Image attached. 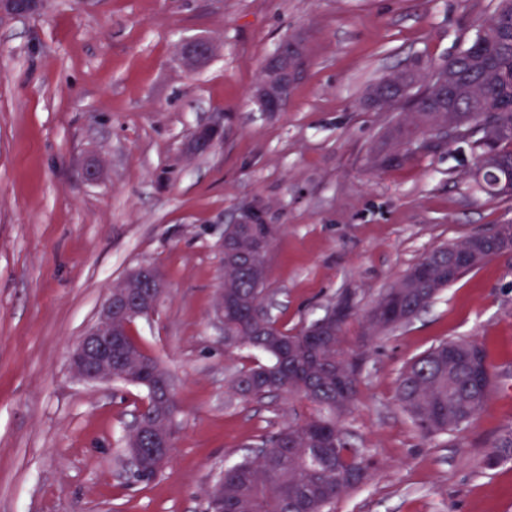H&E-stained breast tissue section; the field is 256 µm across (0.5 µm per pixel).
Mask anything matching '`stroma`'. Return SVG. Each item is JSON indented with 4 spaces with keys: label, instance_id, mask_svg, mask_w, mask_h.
<instances>
[{
    "label": "stroma",
    "instance_id": "obj_1",
    "mask_svg": "<svg viewBox=\"0 0 512 512\" xmlns=\"http://www.w3.org/2000/svg\"><path fill=\"white\" fill-rule=\"evenodd\" d=\"M495 0H58L0 17V512H204V491L261 437L313 408L286 394L230 393L251 361L227 356L213 316L224 226L264 202L282 231L267 295L294 332L355 294L344 346L361 362L357 400L340 418L373 455L369 483L334 512H512V461L486 470V445L512 429V253L449 286L408 325L362 350L378 295L435 247L512 224V197L468 184L469 144L374 169L387 128L407 113L369 111L383 75L467 46ZM305 38L306 77L283 112L252 91L278 43ZM219 46L204 67L179 48ZM221 120L214 149L182 154ZM106 167L92 183L84 167ZM151 264L167 292L135 334L174 383L170 461L130 482L118 455L143 388L88 386L72 348L108 291ZM483 343L495 387L478 418L422 439L396 399L412 358L452 339Z\"/></svg>",
    "mask_w": 512,
    "mask_h": 512
}]
</instances>
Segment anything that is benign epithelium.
<instances>
[{
  "instance_id": "obj_1",
  "label": "benign epithelium",
  "mask_w": 512,
  "mask_h": 512,
  "mask_svg": "<svg viewBox=\"0 0 512 512\" xmlns=\"http://www.w3.org/2000/svg\"><path fill=\"white\" fill-rule=\"evenodd\" d=\"M48 0H0V14L25 16L42 9ZM216 52L209 39H197L182 46L181 56L189 69L195 70L209 61ZM308 65L306 41L294 37L282 40L263 67V76L256 84L253 99L259 110L274 114L288 104L293 89L304 76ZM429 90L439 94L449 87L448 70L443 66L432 68ZM221 124L205 126L208 135L195 134L188 141L185 152L195 159L210 152L217 143ZM465 131L453 119L440 124L438 135L424 138L409 146V152L452 143L463 138ZM265 212L259 203L239 208L234 224H250L258 213ZM166 294L162 274L151 265L133 269L116 287L112 288L94 324L72 350L70 368L73 376L88 385L111 384L116 381L112 370V344L116 336H129L139 319L154 315Z\"/></svg>"
}]
</instances>
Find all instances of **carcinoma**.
Returning a JSON list of instances; mask_svg holds the SVG:
<instances>
[{
  "mask_svg": "<svg viewBox=\"0 0 512 512\" xmlns=\"http://www.w3.org/2000/svg\"><path fill=\"white\" fill-rule=\"evenodd\" d=\"M452 75L449 105L460 127H478L491 118L501 128L488 145L471 142L476 162L491 155V165L476 167L472 190L490 197L509 195L512 186V0H497L478 26L475 38L447 61ZM435 66L415 59L398 71L403 82L421 83ZM439 113L410 112L389 136L394 150L380 156L379 168L398 165L417 134L437 128ZM282 225H224V351H257L268 358L240 371L232 393L261 400L278 393L298 395L321 412L292 420L262 438L251 453L224 467L216 477L221 487L212 496L217 512H330L336 500L364 487L375 469L372 457L355 448L336 417L354 403L360 364L342 349L344 326L353 315V295L345 291L324 316L297 332L277 325L265 311L270 268L260 251L268 250ZM512 224L495 225L443 244L424 254L397 283L384 290L366 315L364 340L372 343L408 324L451 284L477 265L460 268L448 278L446 263L461 244L474 245L487 261L512 251L504 244ZM113 365L129 368L127 376L151 395L150 410H171L173 398L160 364L149 360L130 366L127 354L113 355ZM495 373L485 346L469 339L441 342L407 363L398 377L397 396L419 433L434 439L472 423L490 400ZM142 448V468L132 473L136 483H148L160 472L163 456H155L157 436H128ZM512 459V431L485 448L482 463L491 468Z\"/></svg>",
  "mask_w": 512,
  "mask_h": 512,
  "instance_id": "obj_1",
  "label": "carcinoma"
}]
</instances>
